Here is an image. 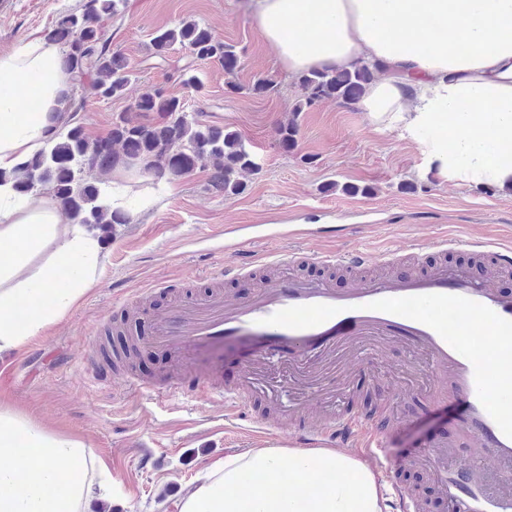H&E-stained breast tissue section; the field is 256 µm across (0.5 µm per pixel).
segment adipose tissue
I'll use <instances>...</instances> for the list:
<instances>
[{
    "label": "adipose tissue",
    "mask_w": 512,
    "mask_h": 512,
    "mask_svg": "<svg viewBox=\"0 0 512 512\" xmlns=\"http://www.w3.org/2000/svg\"><path fill=\"white\" fill-rule=\"evenodd\" d=\"M286 71L376 68L358 106L374 131L418 143L430 171L512 188V0H243ZM70 76L37 35L0 53V170L58 130ZM36 88V111L19 109ZM66 262L68 278L53 270ZM100 243L51 204L0 186V354L24 350L95 282ZM86 447L0 407V512H85ZM177 512H382L362 460L324 448H259L206 467Z\"/></svg>",
    "instance_id": "1"
}]
</instances>
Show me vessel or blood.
I'll use <instances>...</instances> for the list:
<instances>
[{"mask_svg": "<svg viewBox=\"0 0 512 512\" xmlns=\"http://www.w3.org/2000/svg\"><path fill=\"white\" fill-rule=\"evenodd\" d=\"M224 232L232 237L220 249L230 260L226 278L255 279L264 267L281 273L257 282L248 296L218 291L156 316L150 346L172 356L175 370L151 384L153 393L223 401L225 419L242 417L266 431H286L298 448L367 449L387 462L398 512H422L399 474L423 465L433 472L446 512H512V290L500 284L501 276L512 274V242L469 241V253L491 265L488 273L438 261L340 288L334 279L292 276L285 269L359 271L416 261L421 249L245 255L241 247L251 236L243 225L225 226ZM393 341L424 356L432 377L431 408L458 407L450 423L473 445L468 460L449 461L448 439L438 434L417 454L389 459L393 429H377L372 412L351 407L350 388L320 380V372L339 358L368 369L383 344ZM228 350L238 355L229 378Z\"/></svg>", "mask_w": 512, "mask_h": 512, "instance_id": "1", "label": "vessel or blood"}]
</instances>
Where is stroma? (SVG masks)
Segmentation results:
<instances>
[{
    "mask_svg": "<svg viewBox=\"0 0 512 512\" xmlns=\"http://www.w3.org/2000/svg\"><path fill=\"white\" fill-rule=\"evenodd\" d=\"M84 0H0V53L32 33H46L63 10ZM242 0H127L113 23L111 47L125 56L137 78L124 96L88 100L82 114L87 133L106 135L117 116L139 120L134 104L150 87L179 96L208 123L236 130L259 169L244 174L246 191L227 197L209 189V170L181 178L127 182L130 197L150 199L131 223L118 227L102 246L94 286L55 326L34 338L15 363L9 391L0 404L57 434L81 440L89 460L112 476L107 495H94L87 512H166L213 461L255 448L287 447L283 434H266L248 422L232 425L218 402L205 404L173 393L157 402L154 393L125 384L117 371L111 384L87 370L114 317L130 309L131 298L160 280L178 279L179 294L201 297L210 277L223 275L216 253L228 224H311L332 227L322 248L399 250L443 236L466 238L512 233V196L492 187L446 182L429 173L417 143L398 133L373 132L356 105L327 99L300 115L295 75L283 70L259 40ZM194 19L217 39L235 44L241 65L227 75L215 60L192 58L174 47L165 63L150 65L151 38L161 27ZM192 65L200 88L182 85L179 71ZM267 79L260 96L229 92ZM297 118V144L284 151L280 125ZM404 343L391 344L372 365L375 381H361L358 398L391 404L402 424L388 453L399 458L448 430L450 409L429 410L408 393L392 399L403 382Z\"/></svg>",
    "mask_w": 512,
    "mask_h": 512,
    "instance_id": "stroma-1",
    "label": "stroma"
}]
</instances>
